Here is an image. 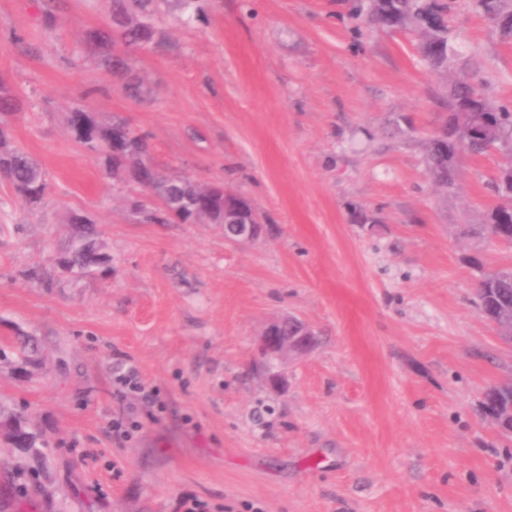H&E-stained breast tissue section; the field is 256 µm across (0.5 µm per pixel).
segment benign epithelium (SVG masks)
Instances as JSON below:
<instances>
[{"label": "benign epithelium", "instance_id": "benign-epithelium-1", "mask_svg": "<svg viewBox=\"0 0 512 512\" xmlns=\"http://www.w3.org/2000/svg\"><path fill=\"white\" fill-rule=\"evenodd\" d=\"M263 225L253 212L242 223L224 225V238L234 243H251L259 239ZM315 345V334L300 319L293 316L275 318L258 340L259 366L267 382L276 387L281 383L279 366L291 353H305Z\"/></svg>", "mask_w": 512, "mask_h": 512}]
</instances>
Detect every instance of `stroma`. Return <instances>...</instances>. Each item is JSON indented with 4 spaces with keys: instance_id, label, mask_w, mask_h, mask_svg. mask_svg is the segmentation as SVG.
<instances>
[{
    "instance_id": "35a3bbf8",
    "label": "stroma",
    "mask_w": 512,
    "mask_h": 512,
    "mask_svg": "<svg viewBox=\"0 0 512 512\" xmlns=\"http://www.w3.org/2000/svg\"><path fill=\"white\" fill-rule=\"evenodd\" d=\"M112 0H0V79L18 95L9 144L49 185L28 207L0 179V401L40 431L0 441V512H512V444L484 390L512 369L478 310L482 272L512 268L485 223L501 149L433 183L423 148L452 81L405 29L356 24L347 0H206L136 55L131 99L82 43ZM52 13L54 26L43 22ZM456 48L512 102V38L456 0ZM86 108L146 135L167 174L223 181L266 220L247 246L220 224H143L67 130ZM97 223L107 265L53 287L29 273ZM317 337L272 389L253 370L272 319ZM135 371L157 403L120 393ZM134 423L116 437L114 421Z\"/></svg>"
}]
</instances>
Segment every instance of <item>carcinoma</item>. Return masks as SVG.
Masks as SVG:
<instances>
[{"mask_svg": "<svg viewBox=\"0 0 512 512\" xmlns=\"http://www.w3.org/2000/svg\"><path fill=\"white\" fill-rule=\"evenodd\" d=\"M512 0H473V8L484 18L512 36ZM158 0H112V15L107 28L87 33L85 49L103 65L131 98L140 96L141 81L127 55L116 47L150 52L162 45L157 27ZM454 0H355L351 17L356 22L381 27H410L420 37V50L436 71H454L455 80L448 98V116L441 129L427 143L425 164L435 183L448 189L454 186L461 157L483 155L506 147L512 151V106L491 105L485 97V82L470 60L460 58L451 43L454 34L452 17ZM18 99L0 80V114L17 109ZM67 128L73 138L89 152L99 156L108 173L117 182L132 186H151L160 193L162 202L151 200L133 209L141 223L189 224L194 221L189 202L194 200L200 184L184 177H171L149 158L145 135L135 130L122 116L102 125L83 108L67 115ZM8 130L0 124V178L5 179L26 204L42 202L48 189L38 165L18 149H6ZM497 192L512 200V166L502 170ZM83 231L72 241L67 252L56 259L57 266L73 277H82L92 269L91 258L99 253L94 238V222L86 215ZM479 233L496 240L512 241V205L500 203L489 212L488 223ZM477 307L492 322L502 339L512 337L506 330L512 326V269L482 275L477 293ZM485 415L499 435L512 441V373L489 385L483 394ZM10 422L24 436L23 447H37L38 435L22 426L24 418L11 415Z\"/></svg>", "mask_w": 512, "mask_h": 512, "instance_id": "1", "label": "carcinoma"}]
</instances>
